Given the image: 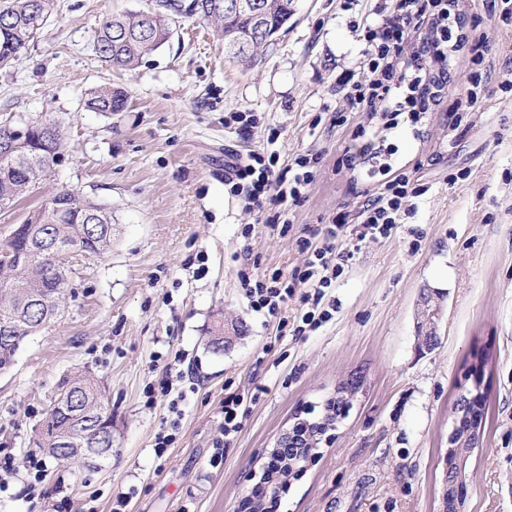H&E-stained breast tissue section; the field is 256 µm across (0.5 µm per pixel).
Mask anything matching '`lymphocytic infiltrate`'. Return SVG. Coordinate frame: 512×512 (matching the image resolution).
I'll return each mask as SVG.
<instances>
[{
    "label": "lymphocytic infiltrate",
    "instance_id": "lymphocytic-infiltrate-1",
    "mask_svg": "<svg viewBox=\"0 0 512 512\" xmlns=\"http://www.w3.org/2000/svg\"><path fill=\"white\" fill-rule=\"evenodd\" d=\"M364 64L370 76L359 81L339 78L336 90L352 110L371 111L380 106L374 125L360 129V137L372 138L407 124L417 126L428 112L440 105L443 91L454 77L462 53H469L471 68L464 91L452 105L459 112L475 106L496 66L487 49V35L470 38L469 23L462 0H383L375 16L364 25ZM394 143L379 147L384 161L369 169L367 178L374 192L354 215H341L325 233L321 246L303 237L296 244L308 255L290 278L280 272L259 274L243 266L238 277L253 312L278 321L286 328L282 310L289 298L300 295L305 311L296 333L318 329L329 317L320 303L325 288L343 272L345 255L336 237L346 224L359 227L358 238L390 236L397 224L405 198L422 196L412 177L393 173L387 156L395 154ZM276 151L256 152L247 160H231L224 177L233 192L243 195L249 207L264 213L265 223L288 233L293 207L306 197L320 159L301 155L288 167L278 165Z\"/></svg>",
    "mask_w": 512,
    "mask_h": 512
}]
</instances>
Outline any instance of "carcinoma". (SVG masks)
<instances>
[{"label":"carcinoma","mask_w":512,"mask_h":512,"mask_svg":"<svg viewBox=\"0 0 512 512\" xmlns=\"http://www.w3.org/2000/svg\"><path fill=\"white\" fill-rule=\"evenodd\" d=\"M220 0H193L192 11L205 18H214L222 25L224 44L238 38L249 37L254 24L246 16H224L215 14ZM271 5L268 24L283 26L290 18L291 0H264ZM54 0H0V66H7L17 60L27 49L37 31L46 23L53 9ZM181 5L177 0H158L157 9L131 12L105 19L94 34L97 54L101 61L111 67L131 69L139 64L144 56L160 47L169 37V18L165 12H178ZM126 103V94L118 88L101 86L87 93L86 106L96 112H119ZM64 133L45 132L27 142L28 149L6 154L0 150V208L10 206L24 197L31 187L35 172L41 165L40 154L48 149L62 148ZM55 197L43 202L29 212L26 220L38 228L37 238L41 243H49L52 237L63 235L77 239L87 228L94 232L95 239L81 242L88 251L104 254L112 248V232L95 224L89 209L96 206L92 201L84 202L82 210L68 211L61 217L54 213ZM26 242L25 232L20 231L0 244V260L8 259L21 251ZM65 270L43 268L35 274L26 273L24 285L33 291L55 296L59 284L67 278ZM12 319L22 326L37 324L44 319V313L37 307L25 309L21 301L11 293L9 284L0 281V322ZM30 336L21 331L10 342H0V372L10 369L16 353ZM75 390L74 402L55 398V404L46 414L38 431L36 445L39 448H55L61 436L76 433L77 417H87V424L96 426L112 424V408L99 398V390L92 380L68 377L61 384V390ZM311 449L306 448L301 456L281 464L277 460L268 478L280 481L296 466L297 462L308 459Z\"/></svg>","instance_id":"cac0c4a2"}]
</instances>
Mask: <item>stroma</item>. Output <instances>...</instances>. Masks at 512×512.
Segmentation results:
<instances>
[{"label": "stroma", "instance_id": "obj_1", "mask_svg": "<svg viewBox=\"0 0 512 512\" xmlns=\"http://www.w3.org/2000/svg\"><path fill=\"white\" fill-rule=\"evenodd\" d=\"M191 2L180 0L169 40L127 71L100 60L94 32L155 0H55L28 49L0 68V126L50 121L65 133L50 175L0 209V241L60 190L113 217L111 250L74 265L63 313L0 374V457L13 461L0 512H110L120 492L132 495L129 512H242L280 434L306 412L321 416L353 378L360 388L331 443L268 512H441L453 407L482 357L483 444L468 462L465 510L512 512V92L490 83L481 103L452 117L463 60L444 107L416 136L391 131L393 169L425 194L405 200L390 237H341L348 259L323 299L331 319L293 335L292 298L283 334L252 312L238 270L290 274L307 259L297 237L321 240L338 213L364 202L342 149L365 115L337 96L336 77L367 78L361 35L380 0H293L264 54L245 62L226 57L221 31L191 13ZM469 9L498 69L512 70V23L489 0H469ZM101 85L125 91L122 111L85 106ZM236 111L257 117L248 137L224 122ZM270 145L282 168L301 154L321 157L284 235L224 183L227 154L244 159ZM426 296L442 307L429 347ZM182 356L200 383H175L181 427L159 455L155 436L171 414L166 399L147 402L145 391L179 371ZM80 371L96 377L112 409V453L90 466L48 460L28 490L36 431L62 380ZM233 392L244 398L241 429L215 467L221 402Z\"/></svg>", "mask_w": 512, "mask_h": 512}]
</instances>
